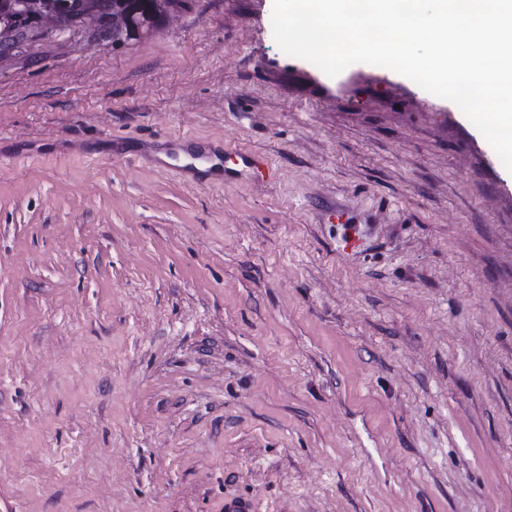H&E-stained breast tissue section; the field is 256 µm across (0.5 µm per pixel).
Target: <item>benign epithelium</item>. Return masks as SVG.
<instances>
[{
    "label": "benign epithelium",
    "mask_w": 512,
    "mask_h": 512,
    "mask_svg": "<svg viewBox=\"0 0 512 512\" xmlns=\"http://www.w3.org/2000/svg\"><path fill=\"white\" fill-rule=\"evenodd\" d=\"M0 2V56L34 32L52 33L93 25L104 37L140 39L154 30L156 16L128 8L126 0H7Z\"/></svg>",
    "instance_id": "benign-epithelium-1"
}]
</instances>
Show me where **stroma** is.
Here are the masks:
<instances>
[{
	"label": "stroma",
	"mask_w": 512,
	"mask_h": 512,
	"mask_svg": "<svg viewBox=\"0 0 512 512\" xmlns=\"http://www.w3.org/2000/svg\"><path fill=\"white\" fill-rule=\"evenodd\" d=\"M272 10L0 58V512H512V173Z\"/></svg>",
	"instance_id": "stroma-1"
}]
</instances>
